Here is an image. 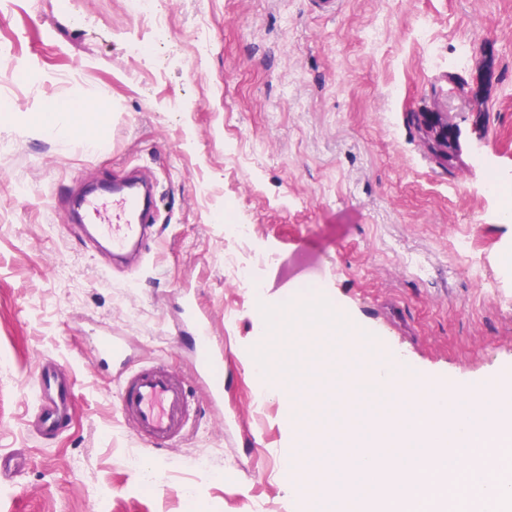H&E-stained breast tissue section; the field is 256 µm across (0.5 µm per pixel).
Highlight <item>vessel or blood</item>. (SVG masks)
<instances>
[{
    "instance_id": "b4317fda",
    "label": "vessel or blood",
    "mask_w": 512,
    "mask_h": 512,
    "mask_svg": "<svg viewBox=\"0 0 512 512\" xmlns=\"http://www.w3.org/2000/svg\"><path fill=\"white\" fill-rule=\"evenodd\" d=\"M78 207L94 236L105 243L113 255H134L143 262L141 247L150 221L154 217L155 199L140 186L129 183L113 186L111 201L89 191ZM181 329L191 335L194 352L200 358L194 379L203 388L214 409L224 407V384L215 380L213 369L224 358V348L212 337L209 318L194 299H186ZM92 343L100 363L124 366L118 388V405L123 420L134 435L149 446L165 448L183 437L193 427L190 406L194 399L185 379L178 372L159 364H144L128 370L131 343L116 329L95 331ZM35 391L38 418L44 429L54 430L73 413L71 388H59L55 373L41 367L36 375Z\"/></svg>"
}]
</instances>
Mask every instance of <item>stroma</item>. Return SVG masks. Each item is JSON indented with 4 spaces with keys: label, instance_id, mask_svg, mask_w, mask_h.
<instances>
[{
    "label": "stroma",
    "instance_id": "stroma-1",
    "mask_svg": "<svg viewBox=\"0 0 512 512\" xmlns=\"http://www.w3.org/2000/svg\"><path fill=\"white\" fill-rule=\"evenodd\" d=\"M77 2L72 13L57 0L0 7V456L20 461L0 479V512H299L284 459L307 453L317 477L331 449L319 429L301 448L289 401L260 392L256 302L279 304L285 291L256 297L229 279L228 199L258 249L312 261L332 311L380 353L447 384L512 371V223L487 187L493 172L512 182V0H339L329 15L315 0H164L163 43L125 0ZM423 20L426 44L414 37ZM464 40L472 54L460 62ZM428 53L437 66H422ZM94 96L111 110L88 118L86 137L37 123ZM431 112L459 133L446 168L415 122ZM134 170L157 179L160 211L136 276L67 206ZM188 294L224 344V411L196 396L194 429L152 448L122 420L120 371L99 364L89 336L118 327L131 364L193 381L178 333ZM48 360L70 375L75 407L50 436L31 425ZM133 454L144 470L128 467ZM148 468L163 474L151 487Z\"/></svg>",
    "mask_w": 512,
    "mask_h": 512
}]
</instances>
